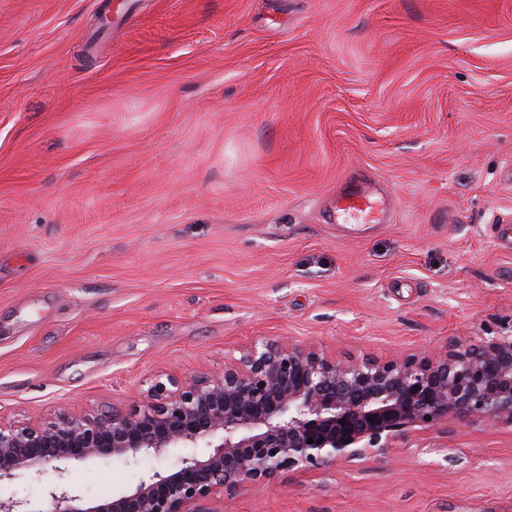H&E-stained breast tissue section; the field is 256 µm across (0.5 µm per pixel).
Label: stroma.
<instances>
[{
	"mask_svg": "<svg viewBox=\"0 0 512 512\" xmlns=\"http://www.w3.org/2000/svg\"><path fill=\"white\" fill-rule=\"evenodd\" d=\"M102 4L0 0V420L127 410L264 338L390 360L512 325V0H143L94 40ZM361 183L381 223L336 214ZM224 512H512V427Z\"/></svg>",
	"mask_w": 512,
	"mask_h": 512,
	"instance_id": "obj_1",
	"label": "stroma"
}]
</instances>
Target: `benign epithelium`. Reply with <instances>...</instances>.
I'll return each mask as SVG.
<instances>
[{
	"instance_id": "benign-epithelium-1",
	"label": "benign epithelium",
	"mask_w": 512,
	"mask_h": 512,
	"mask_svg": "<svg viewBox=\"0 0 512 512\" xmlns=\"http://www.w3.org/2000/svg\"><path fill=\"white\" fill-rule=\"evenodd\" d=\"M450 421L512 426V328L388 361H337L286 339L255 341L219 375L156 379L129 411L0 421V487L24 472L51 471L43 486L50 512H218L213 504L290 471L384 457ZM175 448L193 452L107 498H91L68 480L72 462L135 463ZM0 512L45 510L0 495Z\"/></svg>"
}]
</instances>
